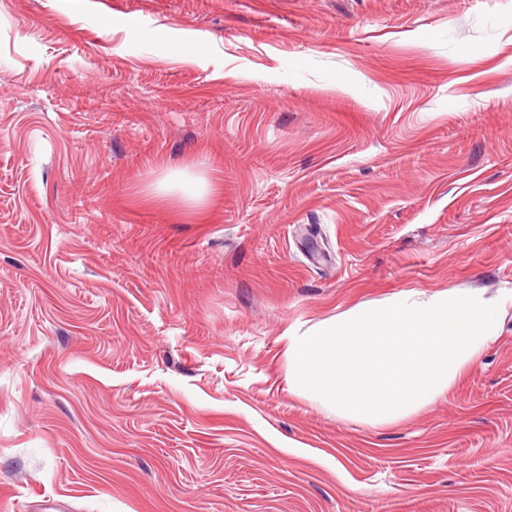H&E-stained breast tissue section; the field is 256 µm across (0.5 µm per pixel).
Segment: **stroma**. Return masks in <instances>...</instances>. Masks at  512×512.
<instances>
[{
    "label": "stroma",
    "mask_w": 512,
    "mask_h": 512,
    "mask_svg": "<svg viewBox=\"0 0 512 512\" xmlns=\"http://www.w3.org/2000/svg\"><path fill=\"white\" fill-rule=\"evenodd\" d=\"M451 290L512 293V0H0V512H512V304L396 422L287 390Z\"/></svg>",
    "instance_id": "35a3bbf8"
}]
</instances>
